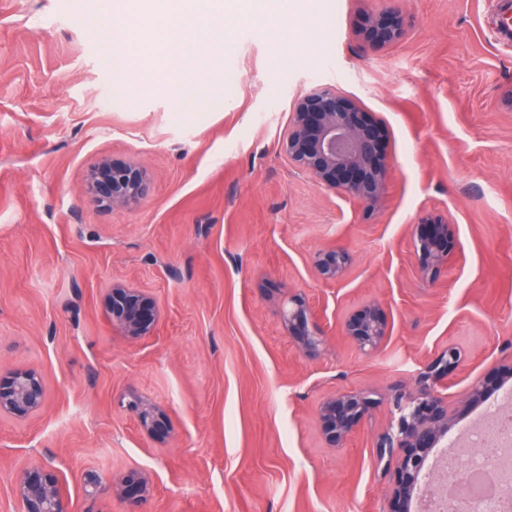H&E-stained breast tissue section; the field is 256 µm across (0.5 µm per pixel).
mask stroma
Masks as SVG:
<instances>
[{
    "label": "stroma",
    "mask_w": 512,
    "mask_h": 512,
    "mask_svg": "<svg viewBox=\"0 0 512 512\" xmlns=\"http://www.w3.org/2000/svg\"><path fill=\"white\" fill-rule=\"evenodd\" d=\"M401 12L377 44L371 16ZM494 0H259L212 20L224 40L189 83H145L112 66L103 15L86 0H0V372L40 371L46 408L0 417V512H19L14 477L59 471L72 512H124L82 475L149 476L147 512H390L393 469L376 440L390 396L458 346L445 395L456 437L500 403L512 363V49ZM336 89L381 131L391 165L381 206L326 190L280 149L296 97ZM146 169L129 209L95 206L101 157ZM448 223L453 255L427 286L415 249L424 221ZM340 244L343 278L312 257ZM148 289L162 320L131 341L103 306L112 282ZM299 293L327 339L300 352L279 308ZM387 324L367 356L338 325L367 301ZM485 403L463 400L475 378ZM150 398L169 434L141 435L123 394ZM337 391L373 406L341 448L319 403ZM349 253L342 245H333L315 253L312 264L318 279L333 283L341 279L349 263Z\"/></svg>",
    "instance_id": "1"
}]
</instances>
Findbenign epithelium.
<instances>
[{
    "label": "benign epithelium",
    "mask_w": 512,
    "mask_h": 512,
    "mask_svg": "<svg viewBox=\"0 0 512 512\" xmlns=\"http://www.w3.org/2000/svg\"><path fill=\"white\" fill-rule=\"evenodd\" d=\"M372 37L391 43L403 34L399 13L377 15L370 21ZM357 104L333 88L315 87L293 102L292 118L281 139V149L291 163L318 185L353 198L366 207L382 200L389 177V164L381 156L379 131L358 117ZM148 173L134 164H115L101 158L87 177V194L99 207L125 208L141 203L149 194ZM422 256V272L448 261L453 247L448 245V225L432 224L417 240ZM342 245L315 253L312 264L318 279L334 283L341 279L349 263ZM105 305L112 327L128 339L137 341L153 335L161 312L153 295L144 288L114 283L106 294ZM287 335L304 352H314L324 342V332L312 320L313 308L299 294L289 296L279 311ZM341 335L369 355L378 352L387 334L379 304L369 302L349 315L340 326ZM462 366L454 346L443 349L420 372L409 388H399L391 396L392 421L377 437L379 457L395 464L392 497L393 512H414L422 496L420 474L433 449L447 437L453 417L442 389L448 374ZM125 404L138 423L141 434L153 440L167 421V413L147 398L128 394ZM44 377L32 369H13L0 374V417L26 419L41 412L47 404ZM322 436L331 448H341L370 416L363 398L353 392L338 391L326 397L317 410ZM88 496L110 491L120 499L143 504L151 496L152 485L146 475L126 481H112L96 471L84 475ZM14 490L22 512H70L63 480L53 469L32 463L15 476Z\"/></svg>",
    "instance_id": "benign-epithelium-1"
}]
</instances>
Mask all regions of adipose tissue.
Here are the masks:
<instances>
[{
  "instance_id": "adipose-tissue-1",
  "label": "adipose tissue",
  "mask_w": 512,
  "mask_h": 512,
  "mask_svg": "<svg viewBox=\"0 0 512 512\" xmlns=\"http://www.w3.org/2000/svg\"><path fill=\"white\" fill-rule=\"evenodd\" d=\"M93 11L110 16L131 13L147 15L149 30L127 25L112 28L108 50L124 68L133 67L141 57L159 56L161 80L176 82L193 64L209 59L206 46L212 35L208 18L224 13V0H88Z\"/></svg>"
}]
</instances>
